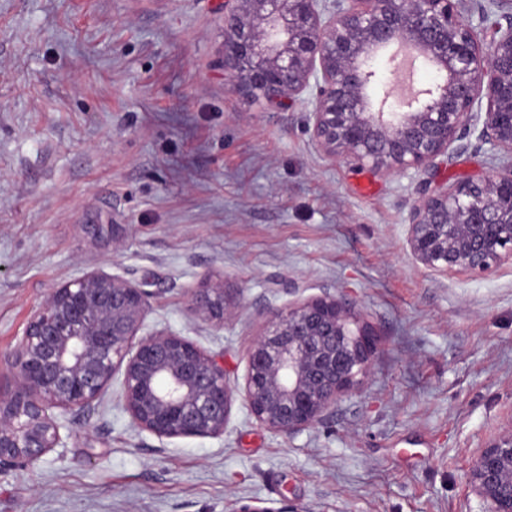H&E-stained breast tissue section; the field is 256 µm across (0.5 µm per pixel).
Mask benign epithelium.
<instances>
[{
  "label": "benign epithelium",
  "instance_id": "obj_1",
  "mask_svg": "<svg viewBox=\"0 0 512 512\" xmlns=\"http://www.w3.org/2000/svg\"><path fill=\"white\" fill-rule=\"evenodd\" d=\"M224 79L267 109L309 106L306 128L332 160L382 175H423L408 215L413 259L439 277L512 263V0H224ZM478 24H473V19ZM491 24L485 44L479 29ZM406 46L433 74L406 107L376 99V64ZM497 160L476 180L433 176L471 146ZM199 318L224 326L238 305L224 278L190 291ZM147 292L87 272L53 290L7 357L0 383V469L62 443L56 411H85L122 375L124 409L160 438L217 437L234 391L217 358L168 330L142 333ZM376 333L341 291L269 312L248 351L251 416L292 436L321 422L370 371ZM467 482L484 512H512V417L476 455Z\"/></svg>",
  "mask_w": 512,
  "mask_h": 512
}]
</instances>
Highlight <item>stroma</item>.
Returning <instances> with one entry per match:
<instances>
[{
	"label": "stroma",
	"instance_id": "35a3bbf8",
	"mask_svg": "<svg viewBox=\"0 0 512 512\" xmlns=\"http://www.w3.org/2000/svg\"><path fill=\"white\" fill-rule=\"evenodd\" d=\"M223 0H0V381L37 306L86 272L144 288L147 329L217 357L223 435L161 439L119 383L63 413L64 447L0 470V512H481L466 479L512 416V264L438 277L407 245L417 176L313 147L306 103L224 83ZM126 227L125 245L96 226ZM223 277L217 328L188 292ZM344 291L376 330L369 374L293 436L240 392L267 310Z\"/></svg>",
	"mask_w": 512,
	"mask_h": 512
}]
</instances>
